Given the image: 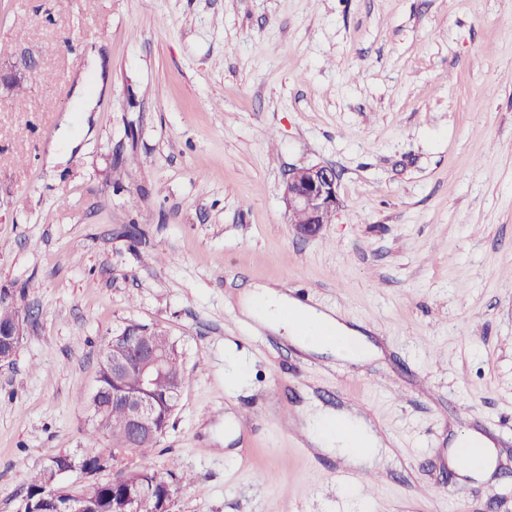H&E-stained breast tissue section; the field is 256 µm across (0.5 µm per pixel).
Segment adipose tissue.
<instances>
[{
    "label": "adipose tissue",
    "instance_id": "ef3b65f1",
    "mask_svg": "<svg viewBox=\"0 0 512 512\" xmlns=\"http://www.w3.org/2000/svg\"><path fill=\"white\" fill-rule=\"evenodd\" d=\"M241 308L260 326L284 331L303 349L333 350L339 357L350 360L376 353L374 345L364 342L356 330L333 314L302 304L273 287L259 285L244 292ZM303 420L310 442L345 465L381 469L390 459L385 441L356 412L337 411L314 401L304 411ZM448 458L453 466L476 480L490 476L496 467L492 441L476 431L455 437Z\"/></svg>",
    "mask_w": 512,
    "mask_h": 512
}]
</instances>
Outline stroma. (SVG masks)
<instances>
[{
  "mask_svg": "<svg viewBox=\"0 0 512 512\" xmlns=\"http://www.w3.org/2000/svg\"><path fill=\"white\" fill-rule=\"evenodd\" d=\"M0 41L54 77L0 94V293L29 317L0 364V512L84 448L99 347L131 322L184 383L100 480L178 467L171 512H512V0H0ZM92 51L108 86L48 165ZM314 164L342 205L304 239L282 186ZM257 284L379 355L256 328ZM308 392L389 437L384 471L305 452ZM458 429L495 441L491 480L449 468Z\"/></svg>",
  "mask_w": 512,
  "mask_h": 512,
  "instance_id": "obj_1",
  "label": "stroma"
}]
</instances>
